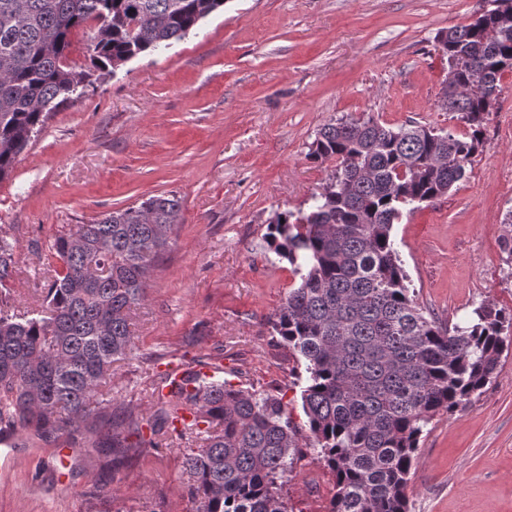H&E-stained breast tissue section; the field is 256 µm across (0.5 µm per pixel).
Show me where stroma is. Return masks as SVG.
Wrapping results in <instances>:
<instances>
[{"mask_svg": "<svg viewBox=\"0 0 512 512\" xmlns=\"http://www.w3.org/2000/svg\"><path fill=\"white\" fill-rule=\"evenodd\" d=\"M487 0H226L170 48L146 52L50 114L0 182V236L16 244L9 304L38 305L48 245L72 225L161 194L181 201L171 248L112 366L110 411L149 416L169 362L282 397L304 424L301 367L269 316L297 287L265 248L275 212L307 209L334 169L307 154L323 125L368 114L397 127L465 126L437 106L448 72L438 32ZM512 73L484 147L445 196L404 212L393 239L417 303L447 325L483 303L512 309ZM69 448V457L56 448ZM184 441L133 448L116 468L93 448L18 437L0 458V512H193ZM332 476L306 451L284 483L291 512H325ZM411 512H512V354L493 381L425 427Z\"/></svg>", "mask_w": 512, "mask_h": 512, "instance_id": "stroma-1", "label": "stroma"}]
</instances>
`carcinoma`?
<instances>
[{"label": "carcinoma", "mask_w": 512, "mask_h": 512, "mask_svg": "<svg viewBox=\"0 0 512 512\" xmlns=\"http://www.w3.org/2000/svg\"><path fill=\"white\" fill-rule=\"evenodd\" d=\"M224 7V0H0V181L47 117L138 55L167 48ZM92 68L69 63L71 34L87 22ZM465 88L444 112L467 129L452 134L414 122L397 128L373 116L324 125L309 148L336 162L323 192L299 215L277 212L266 249L299 284L270 315L272 331L304 362L306 428L271 392L237 388L187 370L168 395L146 388L158 408L144 444L162 447L168 426L199 446L184 455L196 512H288L284 479L316 452L333 477L327 512H409L406 496L424 427L487 386L512 350V311L474 310L449 327L421 308L392 239L403 209L442 197L482 151L486 96L512 72V17L480 15L436 36ZM174 195H155L56 237L58 266L40 310L8 301L14 245L0 237V437L73 438L126 459L141 420L112 418L97 431L99 397L112 364L132 353L129 313L146 299L153 265L180 219Z\"/></svg>", "instance_id": "1"}]
</instances>
